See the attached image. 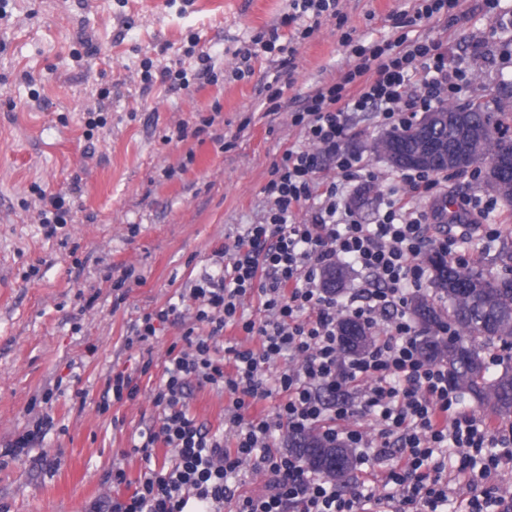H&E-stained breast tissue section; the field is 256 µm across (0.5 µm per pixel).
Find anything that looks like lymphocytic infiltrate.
<instances>
[{"instance_id": "1", "label": "lymphocytic infiltrate", "mask_w": 512, "mask_h": 512, "mask_svg": "<svg viewBox=\"0 0 512 512\" xmlns=\"http://www.w3.org/2000/svg\"><path fill=\"white\" fill-rule=\"evenodd\" d=\"M458 2L413 0L395 41L354 45V64L342 79L292 112L303 143L274 163L262 189L271 203L263 221L222 247V262L202 271L177 302L134 322L127 343L140 347L165 325H184L189 316L195 324L186 327V349L170 353L153 392L157 421L133 446L145 463L134 492L102 498L92 512H368L374 494L365 482L340 492L278 448L280 432L314 427L358 449L359 464L389 460L378 484L391 512H446L459 479L472 491L464 512H512V503L487 482L500 464L512 462V423L492 429L464 409L446 368L419 354L406 316L412 291L428 280L424 247H448L430 237L427 212L410 204L434 197L439 176L402 174L403 196L390 197L373 224L362 223L344 196L349 183L376 179L358 157L340 150L357 114L373 112L382 126L399 128L468 85V70L450 63L440 42L407 33ZM370 71L374 79L351 92ZM304 207L308 218L296 220ZM344 257L370 285L340 302L322 287L321 272ZM254 295L264 312L260 320L241 311ZM341 311L365 321L376 336L368 354L344 364L336 338ZM198 324L205 333L195 332ZM234 324L257 338V347L218 349V337ZM283 359L288 367H280ZM193 382L231 395L224 433L210 432L191 414L186 389ZM276 393L282 400L270 413L247 418ZM358 413L372 418V431L349 427ZM159 446L170 450L161 463ZM249 471L267 476L265 493H240V477Z\"/></svg>"}]
</instances>
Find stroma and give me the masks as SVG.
<instances>
[{
	"label": "stroma",
	"instance_id": "35a3bbf8",
	"mask_svg": "<svg viewBox=\"0 0 512 512\" xmlns=\"http://www.w3.org/2000/svg\"><path fill=\"white\" fill-rule=\"evenodd\" d=\"M408 7L338 0L337 17L322 18L299 43L271 114L263 87L273 63L251 59L241 79L234 71L257 33L275 26L291 37L282 23L289 0H9L0 18V450L38 417L34 398L56 387L66 393L44 442L0 466V512H88L111 495L112 469L139 477L133 438L158 418L152 394L169 347L186 343L183 326H167L138 396L99 412L112 370L139 359L126 344L132 324L176 299L219 247L261 221L272 164L303 140L292 112L340 81L349 42L395 40ZM415 33L441 42L471 73L458 104L489 101L512 85V0H460L448 18ZM193 44L215 59L216 79L186 89L142 81V58L170 66ZM97 110L107 125L92 130L84 119ZM183 125L200 136L177 139ZM380 132L364 114L345 141L378 176L348 192L367 224L400 185L398 170L367 149ZM440 180L437 203L420 204L428 213L490 197L470 174ZM43 192L69 194L75 215L53 238L36 222ZM122 276L121 299L113 284ZM71 387L87 391L86 401L68 395ZM188 402L198 423L222 431L229 394L194 384Z\"/></svg>",
	"mask_w": 512,
	"mask_h": 512
}]
</instances>
